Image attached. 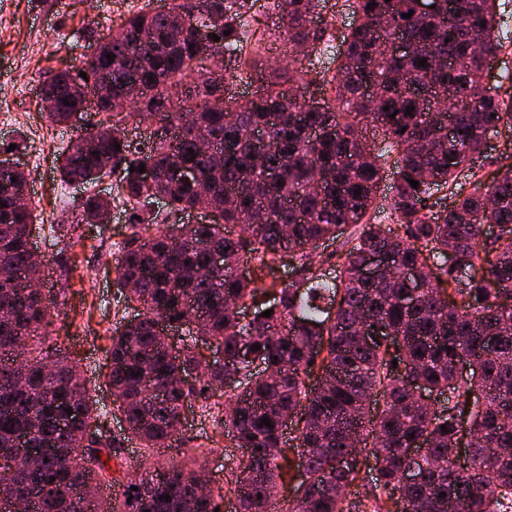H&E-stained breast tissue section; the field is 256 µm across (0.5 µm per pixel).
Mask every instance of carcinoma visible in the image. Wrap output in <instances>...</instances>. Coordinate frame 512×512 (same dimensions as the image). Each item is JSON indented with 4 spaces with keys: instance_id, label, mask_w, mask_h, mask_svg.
Segmentation results:
<instances>
[{
    "instance_id": "cac0c4a2",
    "label": "carcinoma",
    "mask_w": 512,
    "mask_h": 512,
    "mask_svg": "<svg viewBox=\"0 0 512 512\" xmlns=\"http://www.w3.org/2000/svg\"><path fill=\"white\" fill-rule=\"evenodd\" d=\"M244 2L174 0L165 12L145 4L112 37L86 30L83 38L96 45L112 38L108 73L117 97L131 79L125 60L135 47L141 93L111 106L96 99L97 111L78 126L73 117L97 95L99 58L42 82L54 96L43 116L73 130L60 179L86 189L73 223H107L116 200L129 211L116 278L134 283L120 299L135 314L112 333L106 375L126 428L121 438L87 433L100 414L51 329L53 303L19 279L0 280V313L10 314L0 317V487L29 512H214L226 491L234 512H271L299 468L303 479L281 512H507L512 140L493 178L475 167L491 130L512 132V77L484 84V57L512 44L497 21L499 0H453L461 15L455 26L448 0H430L431 16L418 12L417 0H346L353 21L333 57L336 71L309 68L298 79L334 91L315 109L312 98L279 89L285 72L267 73L255 58L246 64L269 84L241 102L212 103L220 89L212 75L245 56ZM323 23L321 0H281L276 31L309 57L331 42ZM201 34L220 37L222 52L215 68L189 80L206 52ZM397 34L412 52L389 57L382 47ZM438 59L450 66L436 67ZM146 121L155 125L147 145L127 134ZM363 126L380 132L383 146L373 149ZM261 128L265 147L253 138ZM202 139L212 144L207 155ZM112 176L117 194L106 198L98 186ZM389 179L384 210L376 200ZM199 185L221 220L185 224L201 203ZM24 187V173L0 157V268L33 275L40 261L29 233L37 215L17 204ZM439 191L450 203L439 205ZM255 212L265 220H252ZM229 224L246 234L225 233ZM486 224L498 232L484 233ZM349 226L333 273L315 269L308 249ZM450 248L456 258L448 265ZM215 254L224 265L197 275ZM377 254L386 264L369 275ZM285 257L295 277L258 302L263 288L241 267L252 262L262 272ZM407 269L415 272L409 282ZM201 344L221 354L203 369ZM256 344L261 349L251 350ZM226 359L235 361L234 384L225 380ZM315 371L317 384L307 383ZM417 388L447 401L420 402ZM194 398L243 449L228 463L226 486H199L189 465L155 461L119 495L102 497L123 442L168 447ZM291 425L297 444L289 450ZM20 436L49 448L34 466L15 470L9 461ZM357 448L362 461H348ZM412 465L419 480L408 484ZM362 466L376 471L364 499L338 494Z\"/></svg>"
}]
</instances>
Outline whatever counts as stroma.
Here are the masks:
<instances>
[{
  "mask_svg": "<svg viewBox=\"0 0 512 512\" xmlns=\"http://www.w3.org/2000/svg\"><path fill=\"white\" fill-rule=\"evenodd\" d=\"M143 0H0V113L11 111L10 124H0V153H11L26 170L40 222L35 240L44 259L54 267L45 277V290L56 295L63 307L53 329L72 358L79 361L83 375L93 388L102 428L121 434L124 426L105 386L108 351L113 329L124 313L116 304L114 285L121 253L131 230L123 206L113 207L108 224H79L74 231L76 244L66 247L47 228L57 227L66 214L54 204V193L61 182L56 171L57 157L65 146L69 129L51 127L41 116L37 95L48 73L79 62L93 47L80 38L82 28L100 30L118 26L129 10ZM276 16L262 10L244 14L247 32L263 31L267 38L260 48L263 60L272 67L296 70L301 57H282L273 52L277 37L270 29ZM16 152H9V145ZM235 448L229 437L204 416L199 402L185 409L184 426L164 456L182 460L198 456L213 483H225V463Z\"/></svg>",
  "mask_w": 512,
  "mask_h": 512,
  "instance_id": "obj_1",
  "label": "stroma"
}]
</instances>
